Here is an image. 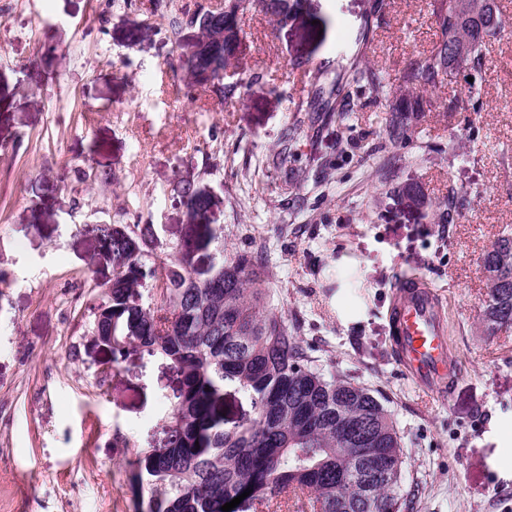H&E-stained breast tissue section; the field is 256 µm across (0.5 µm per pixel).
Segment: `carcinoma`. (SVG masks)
<instances>
[{
  "instance_id": "obj_1",
  "label": "carcinoma",
  "mask_w": 512,
  "mask_h": 512,
  "mask_svg": "<svg viewBox=\"0 0 512 512\" xmlns=\"http://www.w3.org/2000/svg\"><path fill=\"white\" fill-rule=\"evenodd\" d=\"M480 0H437L440 35L430 53L410 62L400 84L385 96L383 147L395 152L416 132L422 94L481 64L485 41L501 28L483 25ZM299 0H227L224 16L197 13L199 39L182 54L195 85L228 101L227 86L204 52L221 66L236 57L239 15L259 8L288 25ZM224 33V39L217 38ZM467 52L448 68V44ZM382 72L357 63L338 83L336 119L351 118L364 89L384 93ZM190 222L162 260L154 254L150 224H106L103 249L112 257L106 300L88 308L92 333L117 360L135 346L170 361L180 376L179 400L165 419L170 436L129 462L127 481L135 512H222L250 488L231 512H401L402 437L383 403L368 388L315 368L296 331L272 304L265 266L242 253H224V225L213 223L210 203L197 187L178 190ZM399 198L414 210L433 206L423 189L407 183ZM488 272L485 332L512 330V233L483 256ZM164 282L161 301L145 304L138 291ZM252 398L256 416L225 428L224 383Z\"/></svg>"
}]
</instances>
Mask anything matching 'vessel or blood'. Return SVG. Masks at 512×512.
<instances>
[{"mask_svg": "<svg viewBox=\"0 0 512 512\" xmlns=\"http://www.w3.org/2000/svg\"><path fill=\"white\" fill-rule=\"evenodd\" d=\"M387 318L391 349L403 374L431 397L450 396L459 361L448 343V321L435 290L422 277L400 276Z\"/></svg>", "mask_w": 512, "mask_h": 512, "instance_id": "vessel-or-blood-1", "label": "vessel or blood"}]
</instances>
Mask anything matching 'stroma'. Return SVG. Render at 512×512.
I'll return each instance as SVG.
<instances>
[{
	"label": "stroma",
	"mask_w": 512,
	"mask_h": 512,
	"mask_svg": "<svg viewBox=\"0 0 512 512\" xmlns=\"http://www.w3.org/2000/svg\"><path fill=\"white\" fill-rule=\"evenodd\" d=\"M498 2L482 68L429 90L393 156L380 97L363 92L345 128L329 90L352 63L394 80L426 56L435 0H302L285 27L244 11L230 102L191 100L179 60L200 35L188 17L212 0H0V512H133L126 463L163 443L180 377L159 355L112 360L83 311L113 274L101 225H153L166 255L186 184L218 197L225 249L264 256L273 303L319 368L390 411L419 489L403 512H512V444H497L512 433V332L482 327L481 256L512 232V0ZM468 97L478 115L449 111ZM409 182L434 206L456 198V223L402 210ZM402 272L442 298L460 361L451 406L392 358Z\"/></svg>",
	"instance_id": "35a3bbf8"
}]
</instances>
